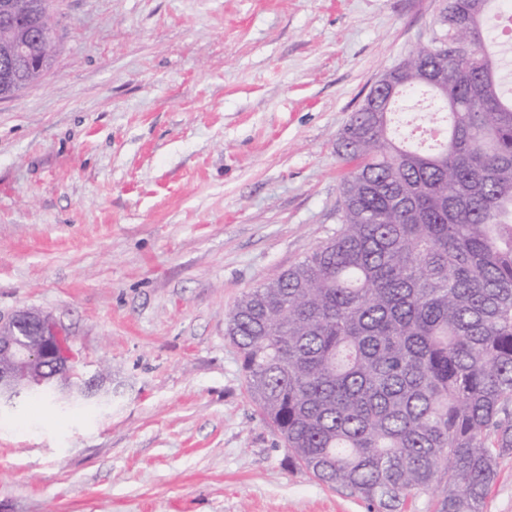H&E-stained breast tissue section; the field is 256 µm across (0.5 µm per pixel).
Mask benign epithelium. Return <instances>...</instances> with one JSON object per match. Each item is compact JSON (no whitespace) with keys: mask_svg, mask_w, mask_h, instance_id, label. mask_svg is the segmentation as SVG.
I'll list each match as a JSON object with an SVG mask.
<instances>
[{"mask_svg":"<svg viewBox=\"0 0 512 512\" xmlns=\"http://www.w3.org/2000/svg\"><path fill=\"white\" fill-rule=\"evenodd\" d=\"M53 38L50 30L38 31L17 44L15 53L26 57L31 43ZM49 380L70 402L112 405V392L102 388L97 376L84 377L69 337L49 315L28 308L0 314V412L18 410L26 396Z\"/></svg>","mask_w":512,"mask_h":512,"instance_id":"7a95c632","label":"benign epithelium"}]
</instances>
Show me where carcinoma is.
Returning <instances> with one entry per match:
<instances>
[{"instance_id": "1", "label": "carcinoma", "mask_w": 512, "mask_h": 512, "mask_svg": "<svg viewBox=\"0 0 512 512\" xmlns=\"http://www.w3.org/2000/svg\"><path fill=\"white\" fill-rule=\"evenodd\" d=\"M502 0H448L459 49L402 60L388 111L336 138L352 165L338 224L294 266L246 292L225 336L248 392L302 471L384 507L432 487L442 512H483L512 451V58ZM33 20L0 28V59ZM427 112L396 117L406 92Z\"/></svg>"}]
</instances>
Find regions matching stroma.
Wrapping results in <instances>:
<instances>
[{"instance_id": "obj_1", "label": "stroma", "mask_w": 512, "mask_h": 512, "mask_svg": "<svg viewBox=\"0 0 512 512\" xmlns=\"http://www.w3.org/2000/svg\"><path fill=\"white\" fill-rule=\"evenodd\" d=\"M448 0H54L0 99V313H49L112 405L0 420V512H384L298 470L224 334L337 227L336 137Z\"/></svg>"}]
</instances>
